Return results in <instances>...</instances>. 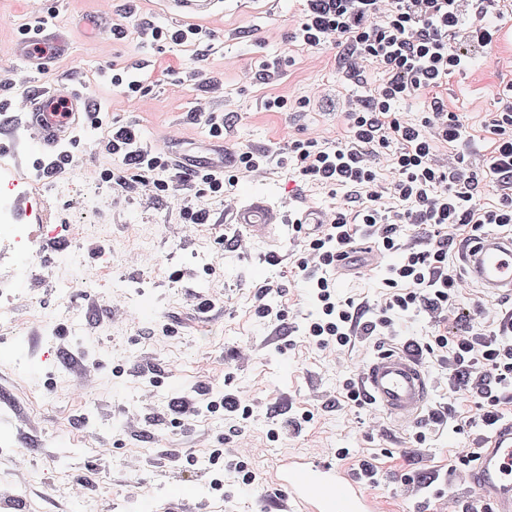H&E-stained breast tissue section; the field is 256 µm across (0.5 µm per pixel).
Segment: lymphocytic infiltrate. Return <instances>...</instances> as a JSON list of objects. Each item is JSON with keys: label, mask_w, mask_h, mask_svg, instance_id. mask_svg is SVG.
Segmentation results:
<instances>
[{"label": "lymphocytic infiltrate", "mask_w": 512, "mask_h": 512, "mask_svg": "<svg viewBox=\"0 0 512 512\" xmlns=\"http://www.w3.org/2000/svg\"><path fill=\"white\" fill-rule=\"evenodd\" d=\"M304 0L301 16L290 35L309 48L340 47L346 69L355 60L376 64L383 82L366 99L345 112L348 135L341 141L313 137L289 143L287 150L240 148L229 164L218 167L174 162L170 155L144 145L136 128L122 126L107 132L102 147L116 159L115 167L98 169L59 154L53 170L110 183L116 196L151 194L174 198L187 221H210L209 202L224 193L225 185L240 175L287 167L296 160L304 178L340 188L342 196L329 214L328 224L305 243L294 274L312 292L319 315L305 327L306 339L321 349L353 355L361 337L390 335L391 311H426L442 315L455 307L456 275L449 250L492 224L512 232V101L496 113L492 124L495 142L490 156L479 163L462 162L457 168L436 161L435 144L465 140L459 117L432 99L427 116L405 120L397 104L446 84L469 65L472 47H493L498 34L483 16L488 0ZM135 22L141 44L193 46L204 34L194 26L163 28L147 20ZM389 155L395 180L379 182L373 163ZM493 174L500 197L498 207L481 202L485 174ZM401 209H393V202ZM426 225L431 233L412 242L405 225ZM372 239L381 252L398 254L387 269L385 312L369 318V305L336 296L332 269L337 261L360 262L357 237ZM406 348L426 353L448 374L450 392L464 391L478 398L485 411L471 445H479L491 428L512 417V306L500 307L483 333L457 334L444 330L428 342L409 338Z\"/></svg>", "instance_id": "1"}]
</instances>
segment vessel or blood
Here are the masks:
<instances>
[{"label":"vessel or blood","instance_id":"1","mask_svg":"<svg viewBox=\"0 0 512 512\" xmlns=\"http://www.w3.org/2000/svg\"><path fill=\"white\" fill-rule=\"evenodd\" d=\"M171 14L185 10L209 13L224 5V0H165ZM40 43L45 56L58 54L59 43L39 21H31L24 41L13 52L28 56L30 43ZM83 97L76 89L61 86L38 99L18 98L10 101L12 110L30 114L26 147L36 156L49 159L72 126L57 121L55 102L63 101L73 112H80ZM224 220L236 227L238 248L251 249L254 244L276 246L284 225L309 227L324 224V212L281 211L269 198L248 193L226 198ZM467 280H474L497 293L512 294V239L495 232H484L476 239L466 257ZM363 388L371 403L370 416L389 419L405 427H414L421 419L432 392V381L422 364L399 350H386L357 368ZM456 482L466 493L465 500L448 494L432 507V512H512V419L499 422L484 447L473 449L469 461L457 471ZM278 483L288 496L292 512H387L383 500L356 473L340 468L332 451L289 464Z\"/></svg>","mask_w":512,"mask_h":512}]
</instances>
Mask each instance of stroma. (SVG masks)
Masks as SVG:
<instances>
[{"label": "stroma", "mask_w": 512, "mask_h": 512, "mask_svg": "<svg viewBox=\"0 0 512 512\" xmlns=\"http://www.w3.org/2000/svg\"><path fill=\"white\" fill-rule=\"evenodd\" d=\"M29 0H0V105L8 103L18 88L9 75L27 76L34 87L50 81L51 71H39L16 56L18 29L26 18ZM40 13L49 25L64 34L67 47L55 66L76 72V90L104 105L103 126H81L62 141L59 151L80 156L85 164L109 168L111 156L100 143L107 129L136 126L143 139L164 140L172 122L182 127L179 154L186 158L219 156L192 114L197 105L211 100L210 82L224 86V110L236 118L235 144L255 150L286 147L288 140L318 131L324 141L346 135L344 111L351 102L382 83L380 70L363 65L360 74L347 78L338 51L308 49L292 42L290 32L301 14L300 0H248L246 10L227 4L224 10L198 19L208 34L200 48L139 43L134 33L113 36L96 28L97 0H41ZM512 18V0H495L485 21L500 30L496 46L474 49L472 62L463 73L433 93L416 95L398 106L403 118L417 119L431 98H439L456 113L466 128L467 139L458 145L439 146L440 165L456 166L465 152L489 155L490 123L501 111V98L512 83V29L502 27ZM202 52L204 80L193 86L180 84L184 67ZM282 60V75L273 83L260 77L263 62ZM139 67L145 94L128 102L110 82L112 65ZM288 100L289 110L270 111L269 98ZM307 100L299 108V100ZM95 189L103 206L89 217L88 230L74 235L63 225L52 234H37L35 244L48 247L64 242L78 253L83 265L100 268L110 264L113 278L127 289L116 295L100 287H83L72 298L73 316L45 326L43 314L58 311L63 301L57 280L64 268L55 264L54 253H18L13 264L30 268L23 288L0 295L10 305L20 335L0 330V399L10 410L0 416V512H61L72 507L81 512L85 498L96 497L99 512H130L128 486L146 489L168 512L176 505L169 495L174 484L192 488L194 512H274L282 494L278 490L281 462L321 454L329 448L346 449L340 464L358 469L370 461L375 470L372 490L389 512H395L403 496H410L415 512H428L435 494L455 490L457 444L472 431L474 398L446 392L434 386L430 403L452 404L461 426L421 418L416 429H403L389 420H369L368 409L343 400L348 376L334 355L309 345L301 324L314 310L303 289L288 282L284 261L296 253L290 235L276 248L241 251L226 246L224 198L250 190L268 196L282 210L315 208L329 211L334 203L325 186L304 180L297 169L271 170L263 180L241 176L226 188L224 197L213 199L215 224L209 239L198 236L173 199L140 196L115 197L109 184L81 180L79 190L67 194L68 214L81 216L78 204L84 188ZM146 250L156 258L153 275H143L132 260ZM215 262H207V255ZM353 274L339 285L344 299L376 305L383 293L382 268ZM272 281L271 304L283 311L279 334L258 318L253 308L257 284ZM214 303L212 311L196 313V294ZM147 304L154 316L135 318L138 304ZM436 322L425 313L398 319L395 335L362 342L358 357L366 361L383 349L403 345L407 337L431 335ZM249 344V359L238 348ZM214 391H243L251 398L249 418H228L223 412L201 411L180 417L169 409L172 399L196 398L199 386ZM311 410L314 417L290 435L276 439L277 423ZM136 413L141 430L122 428L125 415ZM423 443H416L417 433ZM244 435L255 450L249 466L258 478L245 495H224L213 489L216 467L212 449L232 450L237 435ZM110 446V456L99 450ZM76 452L77 465L62 471L52 457ZM434 476L430 488L417 487L419 479Z\"/></svg>", "instance_id": "35a3bbf8"}]
</instances>
